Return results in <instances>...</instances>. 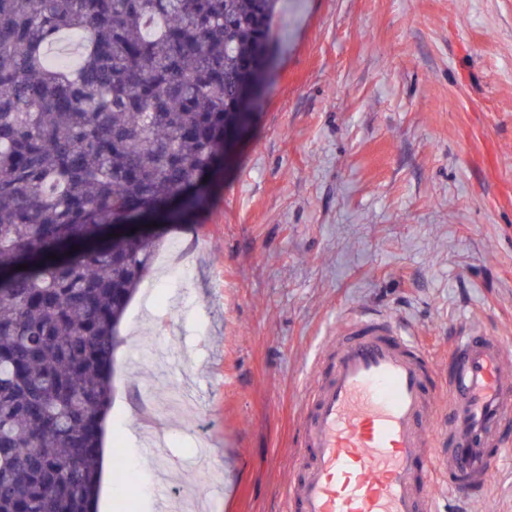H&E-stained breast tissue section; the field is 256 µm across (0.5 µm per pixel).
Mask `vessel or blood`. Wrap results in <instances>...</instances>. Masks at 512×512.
<instances>
[{
  "instance_id": "1",
  "label": "vessel or blood",
  "mask_w": 512,
  "mask_h": 512,
  "mask_svg": "<svg viewBox=\"0 0 512 512\" xmlns=\"http://www.w3.org/2000/svg\"><path fill=\"white\" fill-rule=\"evenodd\" d=\"M302 408L289 512H436V473L466 503L487 483L512 417V360L497 337L470 330L448 357V450L428 456L437 396L415 336L386 320L342 324Z\"/></svg>"
}]
</instances>
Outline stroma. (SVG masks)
<instances>
[{
  "label": "stroma",
  "instance_id": "35a3bbf8",
  "mask_svg": "<svg viewBox=\"0 0 512 512\" xmlns=\"http://www.w3.org/2000/svg\"><path fill=\"white\" fill-rule=\"evenodd\" d=\"M276 49L206 212L164 230L190 273L152 272L120 331L99 512H286L300 402L327 337L356 316L418 336L448 394L475 327L512 346V0H280ZM190 385L197 410L174 392ZM157 414L145 454L134 393ZM510 440L488 487L440 512H512Z\"/></svg>",
  "mask_w": 512,
  "mask_h": 512
}]
</instances>
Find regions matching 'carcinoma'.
Returning a JSON list of instances; mask_svg holds the SVG:
<instances>
[{
	"instance_id": "1",
	"label": "carcinoma",
	"mask_w": 512,
	"mask_h": 512,
	"mask_svg": "<svg viewBox=\"0 0 512 512\" xmlns=\"http://www.w3.org/2000/svg\"><path fill=\"white\" fill-rule=\"evenodd\" d=\"M276 2L0 0V512H97L120 325L163 239L131 228L208 207ZM64 31L75 66L48 62Z\"/></svg>"
}]
</instances>
